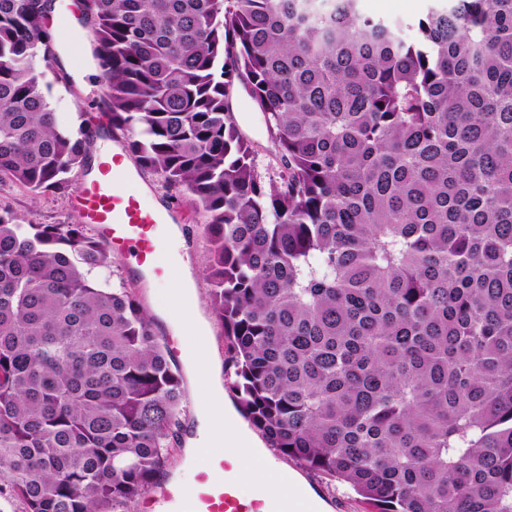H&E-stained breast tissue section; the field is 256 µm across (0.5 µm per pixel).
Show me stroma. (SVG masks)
<instances>
[{
	"mask_svg": "<svg viewBox=\"0 0 512 512\" xmlns=\"http://www.w3.org/2000/svg\"><path fill=\"white\" fill-rule=\"evenodd\" d=\"M448 0H359L362 13L388 23L413 24L425 17L430 10L446 6ZM92 37L88 29L79 28L75 41L59 48L63 59L66 81L54 84L52 102L62 126L78 124L87 119L96 132L109 131L108 120L99 108L102 93L101 72L91 60ZM232 110L243 134L250 141L256 155L259 169L264 176H275L279 161L274 145L268 134L262 112H260L245 90H238L232 99ZM87 171L78 172L69 190L62 194L51 192L32 193L26 189L4 184L0 186V211L11 212L19 221L33 220L41 224H74L81 218L75 202L77 188L87 178ZM149 181L157 199L167 208L181 215L180 231L183 245L178 254L190 271L200 314L211 332L209 353L216 360L224 358V333L218 324L210 302V286L203 274V262L208 243L203 234L204 218L196 213L188 196L181 190L168 189L159 183L157 176ZM103 274L110 282H126L140 289L144 308L150 312H164L165 301L171 295L173 285L167 280H154L145 286H138L128 271V260L124 254L115 252L109 257V265ZM304 482L323 499L329 512H371V507L360 496L339 483L310 473L302 472Z\"/></svg>",
	"mask_w": 512,
	"mask_h": 512,
	"instance_id": "obj_1",
	"label": "stroma"
}]
</instances>
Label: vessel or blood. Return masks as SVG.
I'll return each mask as SVG.
<instances>
[{"mask_svg": "<svg viewBox=\"0 0 512 512\" xmlns=\"http://www.w3.org/2000/svg\"><path fill=\"white\" fill-rule=\"evenodd\" d=\"M77 203L84 222L106 249L123 251L129 258L138 280L172 276L174 266L163 246V231L176 223L177 216L141 189L120 144H113L107 161L83 183ZM165 503L167 512H289L287 500L281 497L243 492L232 463L211 451L197 468L194 487H174Z\"/></svg>", "mask_w": 512, "mask_h": 512, "instance_id": "obj_1", "label": "vessel or blood"}]
</instances>
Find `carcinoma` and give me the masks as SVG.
Wrapping results in <instances>:
<instances>
[{"label": "carcinoma", "instance_id": "carcinoma-1", "mask_svg": "<svg viewBox=\"0 0 512 512\" xmlns=\"http://www.w3.org/2000/svg\"><path fill=\"white\" fill-rule=\"evenodd\" d=\"M359 0H84L101 109L204 217L224 375L268 445L374 512H512V0L411 35ZM52 0H0V183L65 191L37 60ZM281 162L265 180L229 101ZM86 224L0 211V498L125 512L180 448L183 377ZM232 110L243 134L250 141L261 173L268 181L269 176L279 173V161L274 145L268 134L262 112L243 88H239L232 99Z\"/></svg>", "mask_w": 512, "mask_h": 512}]
</instances>
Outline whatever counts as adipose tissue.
Returning a JSON list of instances; mask_svg holds the SVG:
<instances>
[{
	"label": "adipose tissue",
	"mask_w": 512,
	"mask_h": 512,
	"mask_svg": "<svg viewBox=\"0 0 512 512\" xmlns=\"http://www.w3.org/2000/svg\"><path fill=\"white\" fill-rule=\"evenodd\" d=\"M182 357L207 388L205 398L198 404V437L192 442L190 454H199L205 448L223 449L225 457L231 459L239 471L250 473L248 490L252 493L270 487L284 492L289 485L300 484L301 479L296 473L279 477L267 463L258 440L238 426L235 412L224 399V390L210 359L188 347L183 348Z\"/></svg>",
	"instance_id": "1"
}]
</instances>
